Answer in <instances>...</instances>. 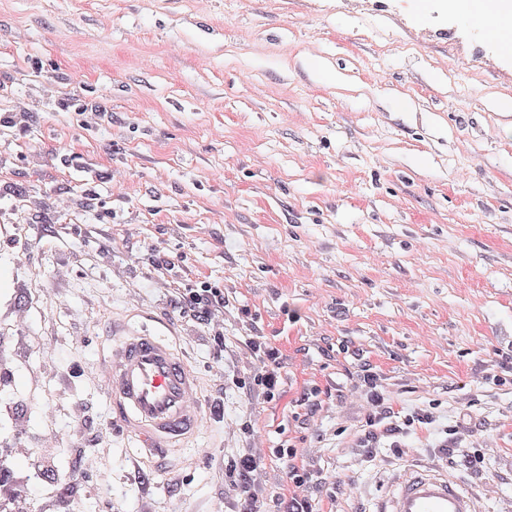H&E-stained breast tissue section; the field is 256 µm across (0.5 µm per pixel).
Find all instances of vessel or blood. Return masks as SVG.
Returning <instances> with one entry per match:
<instances>
[{"mask_svg":"<svg viewBox=\"0 0 512 512\" xmlns=\"http://www.w3.org/2000/svg\"><path fill=\"white\" fill-rule=\"evenodd\" d=\"M112 348L98 365L111 423L147 457L183 467L205 418L196 372L178 352L175 328L139 312L114 320ZM487 494L465 488L438 461L391 474L374 512H487Z\"/></svg>","mask_w":512,"mask_h":512,"instance_id":"vessel-or-blood-1","label":"vessel or blood"}]
</instances>
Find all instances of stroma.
<instances>
[{"instance_id":"obj_1","label":"stroma","mask_w":512,"mask_h":512,"mask_svg":"<svg viewBox=\"0 0 512 512\" xmlns=\"http://www.w3.org/2000/svg\"><path fill=\"white\" fill-rule=\"evenodd\" d=\"M472 29L416 0H0V114L27 115L0 125V337L27 346H0V445L76 478L31 512H371L438 455L512 498V57ZM204 282L220 349L171 306ZM133 305L178 323L211 409L175 475L95 370ZM249 336L278 400L240 384ZM246 450L266 466L227 478ZM249 346L261 358L263 365L261 371L255 373L253 383L266 400L272 401L279 395L283 382L279 351L263 336H251Z\"/></svg>"}]
</instances>
